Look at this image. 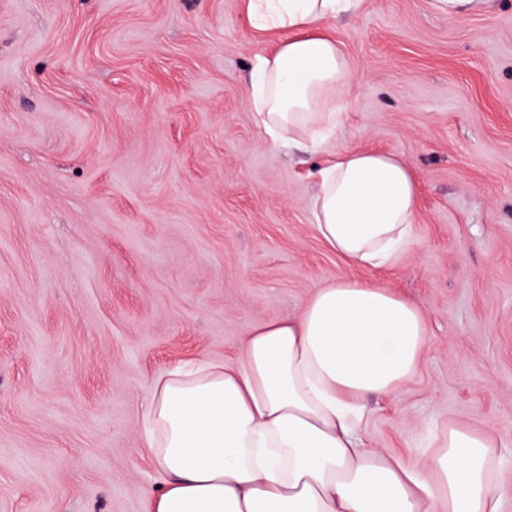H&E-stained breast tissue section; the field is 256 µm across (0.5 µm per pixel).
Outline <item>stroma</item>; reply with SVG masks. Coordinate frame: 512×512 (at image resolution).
<instances>
[{"instance_id":"35a3bbf8","label":"stroma","mask_w":512,"mask_h":512,"mask_svg":"<svg viewBox=\"0 0 512 512\" xmlns=\"http://www.w3.org/2000/svg\"><path fill=\"white\" fill-rule=\"evenodd\" d=\"M334 146L420 174L413 239L356 278L425 314L369 444L416 463L492 434L512 485V0H362ZM243 0H0V512H145L142 401L345 273L309 210L322 155L268 142Z\"/></svg>"}]
</instances>
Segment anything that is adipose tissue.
<instances>
[{
    "instance_id": "1",
    "label": "adipose tissue",
    "mask_w": 512,
    "mask_h": 512,
    "mask_svg": "<svg viewBox=\"0 0 512 512\" xmlns=\"http://www.w3.org/2000/svg\"><path fill=\"white\" fill-rule=\"evenodd\" d=\"M359 0H244L254 29L289 31L255 55L249 99L273 144L328 153L314 227L352 268L392 261L412 238L418 178L399 155L332 146L348 59L323 22ZM423 311L391 288L340 276L291 318L249 328L236 361L174 366L143 406L153 476L147 512H499L496 441L448 427L412 464L363 439L370 396L418 367Z\"/></svg>"
}]
</instances>
